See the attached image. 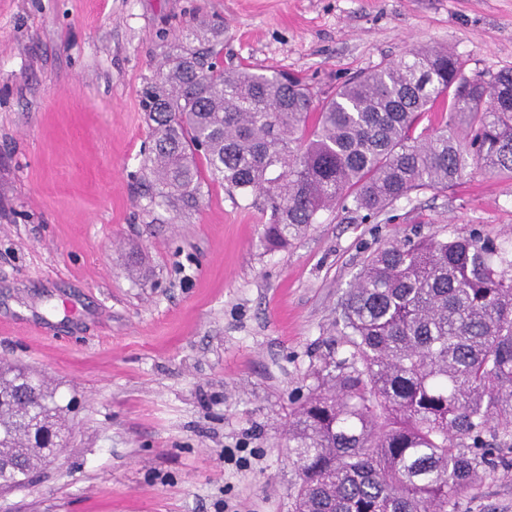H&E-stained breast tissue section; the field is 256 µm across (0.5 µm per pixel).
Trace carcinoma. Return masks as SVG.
Instances as JSON below:
<instances>
[{
    "mask_svg": "<svg viewBox=\"0 0 512 512\" xmlns=\"http://www.w3.org/2000/svg\"><path fill=\"white\" fill-rule=\"evenodd\" d=\"M220 50L173 53L144 94L145 168L161 196L194 205L200 164L269 213L286 246L336 207L366 221L410 193L444 191L472 159L512 178V68L467 77L445 46L408 50L320 104L299 76L221 68ZM447 104L449 122L418 129ZM349 356L327 363L289 416L294 512H456L484 474L512 465V259L480 236L396 241L355 277L336 318ZM55 390L0 366V448L43 445L28 419L60 418Z\"/></svg>",
    "mask_w": 512,
    "mask_h": 512,
    "instance_id": "cac0c4a2",
    "label": "carcinoma"
}]
</instances>
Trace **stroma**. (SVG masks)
<instances>
[{"instance_id":"35a3bbf8","label":"stroma","mask_w":512,"mask_h":512,"mask_svg":"<svg viewBox=\"0 0 512 512\" xmlns=\"http://www.w3.org/2000/svg\"><path fill=\"white\" fill-rule=\"evenodd\" d=\"M224 65L288 70L319 97L442 43L467 76L512 68V0H0V363L68 412L59 459L0 512H291L289 415L349 347L336 317L386 243H512V179L468 167L378 218L321 212L284 248L251 199L202 176L161 198L142 91L188 31ZM457 512H512V468Z\"/></svg>"}]
</instances>
